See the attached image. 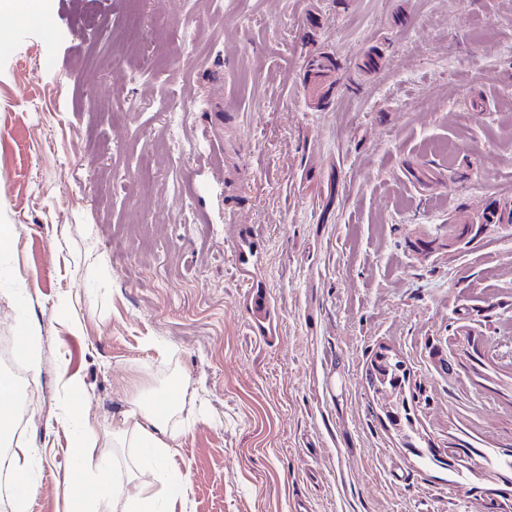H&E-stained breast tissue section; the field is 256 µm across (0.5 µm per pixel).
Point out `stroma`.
Masks as SVG:
<instances>
[{
  "mask_svg": "<svg viewBox=\"0 0 512 512\" xmlns=\"http://www.w3.org/2000/svg\"><path fill=\"white\" fill-rule=\"evenodd\" d=\"M376 71L358 64L369 49ZM341 65L323 107L310 53ZM453 145L455 161L436 152ZM432 175L418 184L414 170ZM512 199V0H42L0 14V333L32 322L39 371L15 450H44L28 512H64L67 454L112 445L131 400L170 398L186 512H488L495 487L418 457L457 429L512 443V225L448 223ZM258 232L272 336L235 251ZM432 398L407 446L370 389L376 351ZM238 237L248 246V253L243 247L238 251L237 271L242 282L248 287L246 289V296L249 301L252 328L259 336H271V327L269 324L268 327L266 326L270 318L269 301L262 289L253 288V285L250 283L252 279L251 270L249 269L251 252L247 243H251L257 237V232L252 226H243L239 230ZM468 363L470 372L480 383L483 381L493 385V389L499 396L506 400H512V379L510 382L501 379L493 366L477 356L468 359Z\"/></svg>",
  "mask_w": 512,
  "mask_h": 512,
  "instance_id": "35a3bbf8",
  "label": "stroma"
}]
</instances>
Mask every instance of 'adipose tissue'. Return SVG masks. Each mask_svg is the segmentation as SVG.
<instances>
[{
  "mask_svg": "<svg viewBox=\"0 0 512 512\" xmlns=\"http://www.w3.org/2000/svg\"><path fill=\"white\" fill-rule=\"evenodd\" d=\"M172 412L169 400H154L149 407L131 403L112 427L113 435L132 433L138 454L135 467L140 481L134 492H123L110 482L102 460L87 454L82 446H74L75 465L81 476L82 489L72 492L66 512H175L179 486L187 476L173 477L169 460L178 446L179 434L168 427ZM41 458L36 441H29L22 454L14 456L8 470V490L15 512H25L29 498L36 490L34 465Z\"/></svg>",
  "mask_w": 512,
  "mask_h": 512,
  "instance_id": "1",
  "label": "adipose tissue"
}]
</instances>
